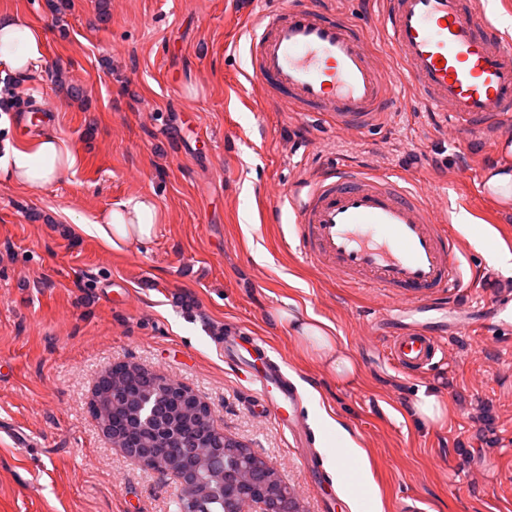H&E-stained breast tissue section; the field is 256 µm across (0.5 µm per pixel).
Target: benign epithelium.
I'll return each mask as SVG.
<instances>
[{"label":"benign epithelium","mask_w":512,"mask_h":512,"mask_svg":"<svg viewBox=\"0 0 512 512\" xmlns=\"http://www.w3.org/2000/svg\"><path fill=\"white\" fill-rule=\"evenodd\" d=\"M125 371L159 382L183 398L193 399L199 414L206 418L208 427L224 439L219 451L193 440L186 448L170 449V456L165 458L159 457L153 448L131 443L124 434L112 427L108 405L103 401L105 396L113 402L120 397L124 377L113 368L100 376L91 407L103 434L129 460L171 475L184 501L183 512H204L206 503L218 495L227 483L235 484L247 495L225 507V512H286L285 505L296 501L294 492L281 482L272 467L261 463V458L243 443L224 434L210 406L191 389L135 363L125 365Z\"/></svg>","instance_id":"obj_1"}]
</instances>
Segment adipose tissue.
Listing matches in <instances>:
<instances>
[{
	"label": "adipose tissue",
	"mask_w": 512,
	"mask_h": 512,
	"mask_svg": "<svg viewBox=\"0 0 512 512\" xmlns=\"http://www.w3.org/2000/svg\"><path fill=\"white\" fill-rule=\"evenodd\" d=\"M44 31L22 14L0 12V72L23 77L37 70L41 62ZM80 156L60 135L45 133L19 145H6L0 151V179L13 185L37 189L56 181L64 172L75 169ZM163 220L156 200L148 195L122 198L92 217L70 224L79 238L98 241L102 246L125 250L132 243L153 239ZM278 322L295 329L305 351L330 369L339 379L357 373L356 363L336 344L325 319L314 314L299 315L278 310Z\"/></svg>",
	"instance_id": "obj_1"
}]
</instances>
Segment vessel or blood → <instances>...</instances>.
Instances as JSON below:
<instances>
[{"label":"vessel or blood","mask_w":512,"mask_h":512,"mask_svg":"<svg viewBox=\"0 0 512 512\" xmlns=\"http://www.w3.org/2000/svg\"><path fill=\"white\" fill-rule=\"evenodd\" d=\"M382 32L420 98L449 121L454 137L479 135L512 119V51L487 17L484 0H380ZM368 36L335 6V0H285L256 15L248 30L251 80L268 101L289 112L322 116L343 132L363 133L390 114L394 85L382 78ZM291 212L297 251L353 288L370 290L389 303L414 308L456 298L475 280L466 278L460 239L447 230L428 197L390 174L324 167L283 196ZM512 309V290L461 314L455 333L471 328L474 314L500 316ZM258 363L234 350L224 359L243 374L266 405L312 483L324 475L300 393L273 349L251 339ZM388 359L412 376L433 366L446 346L423 327L387 336Z\"/></svg>","instance_id":"b4317fda"}]
</instances>
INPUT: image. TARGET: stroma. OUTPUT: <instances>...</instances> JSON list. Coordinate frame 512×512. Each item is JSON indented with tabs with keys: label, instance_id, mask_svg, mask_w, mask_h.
Here are the masks:
<instances>
[{
	"label": "stroma",
	"instance_id": "obj_1",
	"mask_svg": "<svg viewBox=\"0 0 512 512\" xmlns=\"http://www.w3.org/2000/svg\"><path fill=\"white\" fill-rule=\"evenodd\" d=\"M273 0H0L43 27L42 63L18 91L23 108L0 116V144L52 131L83 156L76 170L31 190L0 182V512H175L170 477L113 448L90 400L110 366L140 364L206 401L225 433L248 445L299 498L302 512L352 510L339 484L312 485L274 419L224 362L225 326L264 337L304 396L318 461L334 474L337 430L368 453L382 512L402 497L426 512H512V346L448 336L450 312L386 306L303 263L291 250L277 198L326 162L360 164L431 189L463 243L465 272L490 299L512 268V210L475 172L504 159L512 137L453 138L433 116L379 33L375 0H340L371 35L384 79L395 83L388 120L346 134L313 115L270 105L248 77L245 29ZM83 88L84 101L65 92ZM133 194L164 213L156 236L122 252L73 237L68 224ZM296 302L335 328L356 360L341 380L306 356L273 312ZM423 324L447 336L445 358L415 376L387 358L384 336ZM446 404L439 423H416L418 391ZM327 409L332 424L319 420ZM31 434L14 447L10 428Z\"/></svg>",
	"mask_w": 512,
	"mask_h": 512
}]
</instances>
